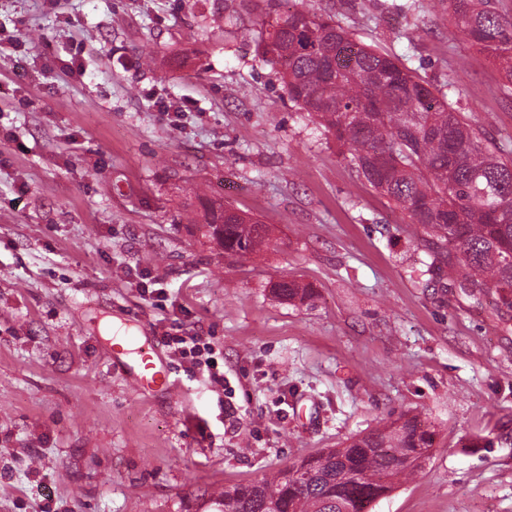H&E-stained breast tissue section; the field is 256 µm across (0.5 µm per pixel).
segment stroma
Segmentation results:
<instances>
[{
	"label": "stroma",
	"mask_w": 512,
	"mask_h": 512,
	"mask_svg": "<svg viewBox=\"0 0 512 512\" xmlns=\"http://www.w3.org/2000/svg\"><path fill=\"white\" fill-rule=\"evenodd\" d=\"M293 3L512 150L505 79L431 0ZM264 8L0 0V512H185L411 416L434 445L370 512H512V307L425 273L406 212L239 39ZM200 187L269 246L242 265L204 244L179 217ZM284 278L309 298L279 299ZM174 323L223 385L178 365ZM116 324L169 388H134ZM166 346L179 361L192 373H207L212 383L223 385L224 371L218 369L213 347L204 336L188 335L181 326L173 324L162 336Z\"/></svg>",
	"instance_id": "obj_1"
}]
</instances>
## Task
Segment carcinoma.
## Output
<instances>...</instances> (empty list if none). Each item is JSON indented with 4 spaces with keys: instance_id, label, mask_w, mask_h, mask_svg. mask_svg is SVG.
<instances>
[{
    "instance_id": "carcinoma-1",
    "label": "carcinoma",
    "mask_w": 512,
    "mask_h": 512,
    "mask_svg": "<svg viewBox=\"0 0 512 512\" xmlns=\"http://www.w3.org/2000/svg\"><path fill=\"white\" fill-rule=\"evenodd\" d=\"M267 0L258 51L281 68L289 98L315 115L363 178L423 232L427 271L460 273L471 296L512 291V159L462 113L394 58L356 42L330 16L281 12ZM472 45L512 80V16L494 0H437ZM183 205L190 224L224 225L207 242L238 260L268 246L269 225L224 201L196 194ZM283 300H304L294 280L275 284ZM435 433L416 417L355 437L343 448L300 459L261 481L209 499L205 512H366L412 473Z\"/></svg>"
}]
</instances>
